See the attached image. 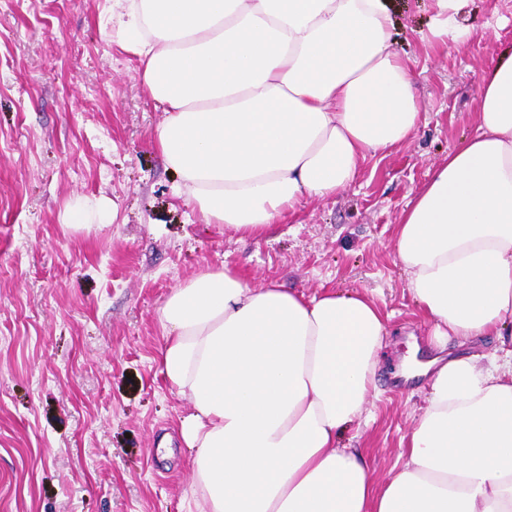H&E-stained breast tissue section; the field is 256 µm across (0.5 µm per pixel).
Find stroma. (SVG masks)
<instances>
[{"mask_svg":"<svg viewBox=\"0 0 512 512\" xmlns=\"http://www.w3.org/2000/svg\"><path fill=\"white\" fill-rule=\"evenodd\" d=\"M114 6L0 0V512H201L179 435L190 405L161 373L159 310L209 268L308 296L361 292L381 309L376 395L340 444L386 479L429 388L428 377L403 379L402 364L434 352L396 226L474 133L481 78L512 47V0H467L458 41L433 36L436 0H396L392 49L411 64L416 136L259 238L206 223L176 193L154 141L164 113ZM98 201L113 207L102 224L70 225L72 206ZM508 348L512 322L448 342L484 368ZM166 434L169 459L157 449Z\"/></svg>","mask_w":512,"mask_h":512,"instance_id":"stroma-1","label":"stroma"}]
</instances>
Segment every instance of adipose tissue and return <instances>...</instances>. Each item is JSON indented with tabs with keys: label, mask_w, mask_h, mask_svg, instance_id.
Here are the masks:
<instances>
[{
	"label": "adipose tissue",
	"mask_w": 512,
	"mask_h": 512,
	"mask_svg": "<svg viewBox=\"0 0 512 512\" xmlns=\"http://www.w3.org/2000/svg\"><path fill=\"white\" fill-rule=\"evenodd\" d=\"M119 33L165 114L156 143L207 223L257 236L416 134L391 0H123ZM474 134L404 211L394 248L433 341L512 321V52ZM162 372L192 411L204 512H512V349L433 358L406 461L377 483L339 437L364 414L387 329L361 294L199 273L160 309Z\"/></svg>",
	"instance_id": "1"
}]
</instances>
